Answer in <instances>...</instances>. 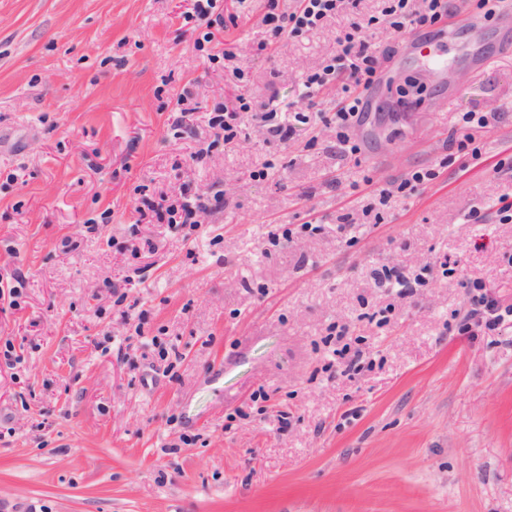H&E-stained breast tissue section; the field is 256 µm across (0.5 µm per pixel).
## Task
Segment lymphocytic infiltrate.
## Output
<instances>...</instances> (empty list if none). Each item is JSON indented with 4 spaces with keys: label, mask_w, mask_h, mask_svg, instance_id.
Returning a JSON list of instances; mask_svg holds the SVG:
<instances>
[{
    "label": "lymphocytic infiltrate",
    "mask_w": 512,
    "mask_h": 512,
    "mask_svg": "<svg viewBox=\"0 0 512 512\" xmlns=\"http://www.w3.org/2000/svg\"><path fill=\"white\" fill-rule=\"evenodd\" d=\"M387 5L379 20L390 34L404 36L417 28L436 26L448 13V0H386ZM358 0H296L294 8L282 7L280 0H267V11L262 22L274 38H298L320 27L339 10L357 9ZM186 16L198 21L204 30L196 40L198 50L204 51L210 63L223 64L229 53L214 46V31L224 25V11L220 0H191ZM363 23H352L350 31L336 40L335 54L319 70L307 75L304 82L307 96H314L333 83H341L342 93L336 101L331 120L336 125V138L343 148L358 153L359 146L349 132L358 125L365 113V93L379 79L384 61L362 34ZM303 111H296L293 122H305ZM293 122H286L281 109L267 103L253 105L246 95L240 94L230 107L212 112L208 125L215 136L225 143L237 140L243 125L251 123L262 128L270 138L287 141L293 132ZM224 204L223 191L212 195L180 194L159 199L144 198L136 206L140 220L146 223L167 222L183 224L190 231H197L200 219ZM470 309L465 317L463 330L495 329L505 318L512 317V307L501 306L499 301L481 283H473L470 290Z\"/></svg>",
    "instance_id": "lymphocytic-infiltrate-1"
}]
</instances>
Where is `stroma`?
Masks as SVG:
<instances>
[{"label":"stroma","instance_id":"stroma-1","mask_svg":"<svg viewBox=\"0 0 512 512\" xmlns=\"http://www.w3.org/2000/svg\"><path fill=\"white\" fill-rule=\"evenodd\" d=\"M381 7L275 42L266 0H224L239 20L215 37L237 58L214 69L186 0H0V281L16 288L0 343L21 357L0 368V512H512V319L459 331L472 281L512 306L497 213L512 203V45L497 22L451 29L437 84L371 26L389 90L351 132L359 153L324 122L334 88L285 143L254 125L217 143L205 122L238 94L237 67L257 100L300 106L337 35ZM411 78L414 105L397 92ZM186 88L212 145L199 166L171 128ZM465 112L489 117L474 159L456 152ZM423 168L438 178L398 193ZM217 189L224 206L191 242L135 210ZM376 190L389 199L371 224ZM277 224L293 236L273 246ZM145 238L157 252L132 254ZM385 266L427 284L379 286ZM334 325L370 368L341 374Z\"/></svg>","mask_w":512,"mask_h":512}]
</instances>
